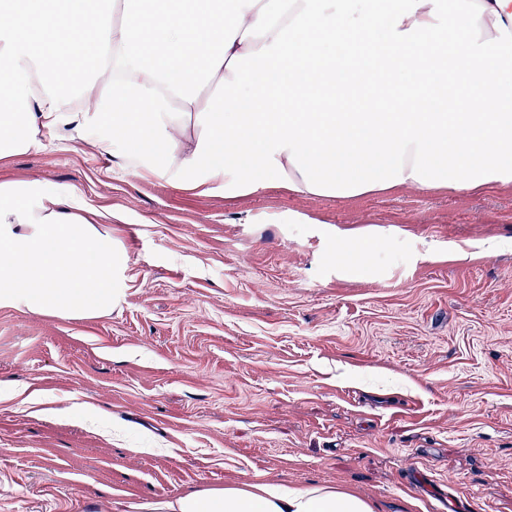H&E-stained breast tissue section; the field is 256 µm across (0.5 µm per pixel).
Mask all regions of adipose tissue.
<instances>
[{"instance_id": "ef3b65f1", "label": "adipose tissue", "mask_w": 512, "mask_h": 512, "mask_svg": "<svg viewBox=\"0 0 512 512\" xmlns=\"http://www.w3.org/2000/svg\"><path fill=\"white\" fill-rule=\"evenodd\" d=\"M65 129L202 194L510 185L512 0H0V160ZM111 221L76 188L0 182V306L111 313ZM133 509L374 512L274 481Z\"/></svg>"}]
</instances>
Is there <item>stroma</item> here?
Listing matches in <instances>:
<instances>
[{"mask_svg":"<svg viewBox=\"0 0 512 512\" xmlns=\"http://www.w3.org/2000/svg\"><path fill=\"white\" fill-rule=\"evenodd\" d=\"M30 180L121 214L127 267L102 317L0 307V512L264 481L512 512V185L228 198L67 134L0 162Z\"/></svg>","mask_w":512,"mask_h":512,"instance_id":"obj_1","label":"stroma"}]
</instances>
